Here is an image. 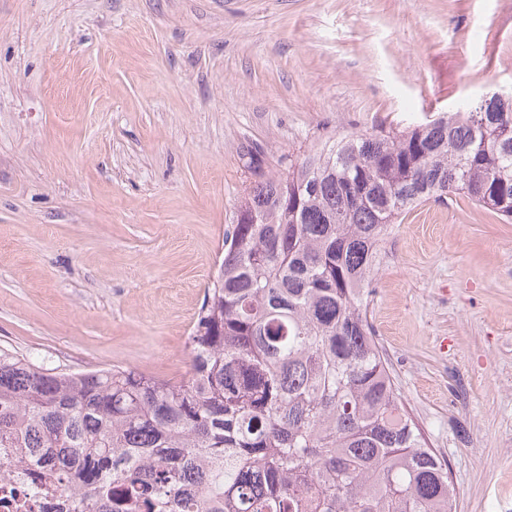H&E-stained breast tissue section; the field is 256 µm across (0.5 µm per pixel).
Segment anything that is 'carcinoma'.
Masks as SVG:
<instances>
[{
	"mask_svg": "<svg viewBox=\"0 0 512 512\" xmlns=\"http://www.w3.org/2000/svg\"><path fill=\"white\" fill-rule=\"evenodd\" d=\"M462 196L512 222V97L338 137L254 184L178 382L0 350V480L72 512H456L367 318L387 230Z\"/></svg>",
	"mask_w": 512,
	"mask_h": 512,
	"instance_id": "carcinoma-1",
	"label": "carcinoma"
}]
</instances>
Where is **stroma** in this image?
Wrapping results in <instances>:
<instances>
[{
    "instance_id": "stroma-1",
    "label": "stroma",
    "mask_w": 512,
    "mask_h": 512,
    "mask_svg": "<svg viewBox=\"0 0 512 512\" xmlns=\"http://www.w3.org/2000/svg\"><path fill=\"white\" fill-rule=\"evenodd\" d=\"M512 89V0H0V349L178 381L258 176ZM368 319L457 512H512V223L389 229Z\"/></svg>"
}]
</instances>
